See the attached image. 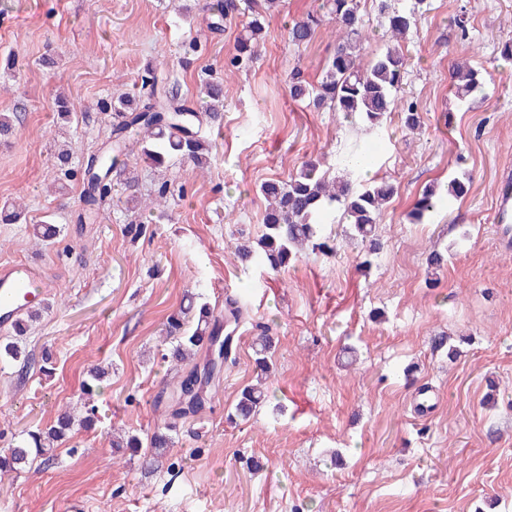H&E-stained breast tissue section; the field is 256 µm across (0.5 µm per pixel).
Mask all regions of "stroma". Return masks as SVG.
<instances>
[{
	"instance_id": "35a3bbf8",
	"label": "stroma",
	"mask_w": 512,
	"mask_h": 512,
	"mask_svg": "<svg viewBox=\"0 0 512 512\" xmlns=\"http://www.w3.org/2000/svg\"><path fill=\"white\" fill-rule=\"evenodd\" d=\"M169 2L0 0V113L20 117L0 142V207L24 209L17 223L0 222V264L38 262L53 279L26 334L0 330V346L20 350L0 356V448L80 407L89 369L107 371L94 428L55 442L56 464L0 475V512H69L75 501L85 512H512V253L499 248L494 223L496 181L512 168V60L500 55L512 41V0H426L401 45L399 95L421 115L415 132L396 114L372 128L291 99L293 67L317 80L335 42L326 25L297 49L286 30L322 13L324 0H282L260 59L235 72L224 58L242 19L214 34L204 0H187L186 19ZM461 11L465 37L453 22ZM189 37L205 49L186 65ZM10 56L23 67L6 68ZM461 60L484 82L465 103L450 90ZM159 61L191 102L201 71L223 76V129L203 131L209 163L195 171L174 159L161 176L129 151L141 193L169 181L165 211L129 209L116 186L97 221L79 223L83 185L59 187L57 150L73 144L80 168L106 148L98 101L133 92ZM61 95L78 108L66 119ZM356 142L378 160L352 181L396 187L376 226L380 251L366 255L336 212L324 226L334 253L304 252L277 273L243 267L235 248L261 233L260 185L310 159L333 166ZM464 172L466 197L409 221L426 186ZM36 224L60 234L42 244ZM129 224L144 233L131 238ZM433 250L448 262L432 277ZM191 292L213 305L243 295L249 313L216 394L169 449L180 469L151 474L111 440L162 424L157 396L176 372L162 358L164 323ZM263 332L274 340L271 398L250 421L229 420L256 380L253 341ZM424 387L438 400L420 417L412 403Z\"/></svg>"
}]
</instances>
